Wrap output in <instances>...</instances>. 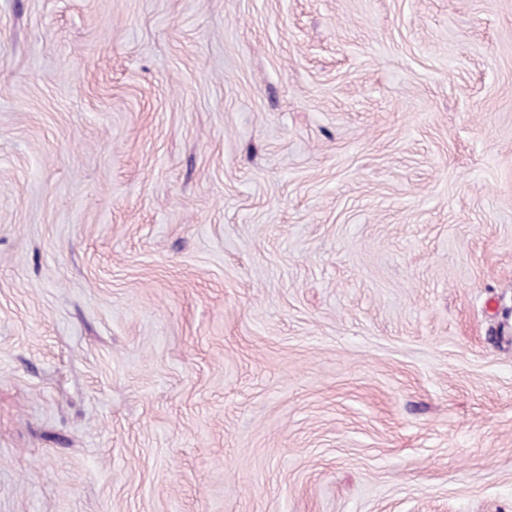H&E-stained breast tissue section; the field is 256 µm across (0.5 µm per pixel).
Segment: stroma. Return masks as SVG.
Wrapping results in <instances>:
<instances>
[{
    "label": "stroma",
    "mask_w": 512,
    "mask_h": 512,
    "mask_svg": "<svg viewBox=\"0 0 512 512\" xmlns=\"http://www.w3.org/2000/svg\"><path fill=\"white\" fill-rule=\"evenodd\" d=\"M0 512H512V0H0Z\"/></svg>",
    "instance_id": "obj_1"
}]
</instances>
